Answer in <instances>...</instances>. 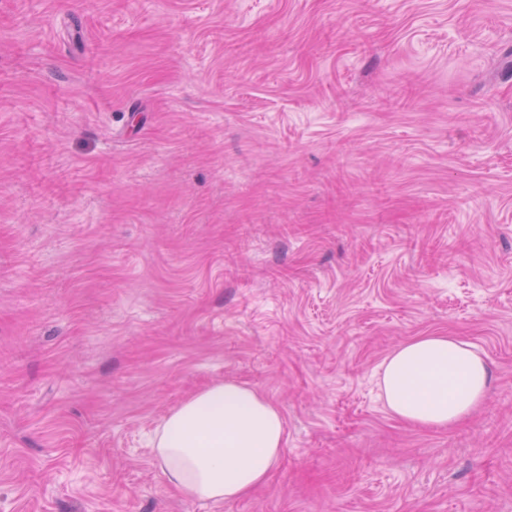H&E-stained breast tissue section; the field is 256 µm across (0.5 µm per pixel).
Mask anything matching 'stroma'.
Wrapping results in <instances>:
<instances>
[{"mask_svg":"<svg viewBox=\"0 0 512 512\" xmlns=\"http://www.w3.org/2000/svg\"><path fill=\"white\" fill-rule=\"evenodd\" d=\"M434 334L447 429L379 389ZM224 380L285 448L190 501L151 437ZM0 512H512V0H0ZM488 368L466 341L419 336L395 348L380 367L387 409L423 428L451 427L477 410L490 385Z\"/></svg>","mask_w":512,"mask_h":512,"instance_id":"1","label":"stroma"}]
</instances>
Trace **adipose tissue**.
<instances>
[{
  "mask_svg": "<svg viewBox=\"0 0 512 512\" xmlns=\"http://www.w3.org/2000/svg\"><path fill=\"white\" fill-rule=\"evenodd\" d=\"M489 385L482 357L452 336L414 338L380 367L387 409L423 428L461 422L483 404ZM284 435L277 405L230 380L175 407L157 427L153 448L166 480L184 498L232 502L267 481L284 450Z\"/></svg>",
  "mask_w": 512,
  "mask_h": 512,
  "instance_id": "1",
  "label": "adipose tissue"
}]
</instances>
